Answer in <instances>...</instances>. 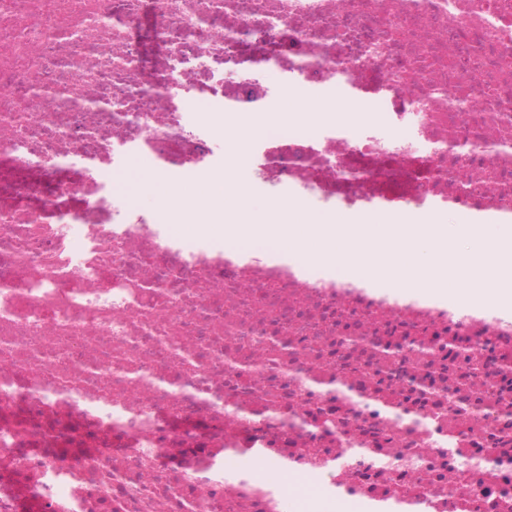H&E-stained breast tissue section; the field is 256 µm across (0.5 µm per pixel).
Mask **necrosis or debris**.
I'll return each instance as SVG.
<instances>
[{
	"label": "necrosis or debris",
	"instance_id": "necrosis-or-debris-1",
	"mask_svg": "<svg viewBox=\"0 0 512 512\" xmlns=\"http://www.w3.org/2000/svg\"><path fill=\"white\" fill-rule=\"evenodd\" d=\"M271 71L380 109L274 126L253 181L512 222V0H0V512H512V317L184 243L113 191L130 157L221 170Z\"/></svg>",
	"mask_w": 512,
	"mask_h": 512
}]
</instances>
